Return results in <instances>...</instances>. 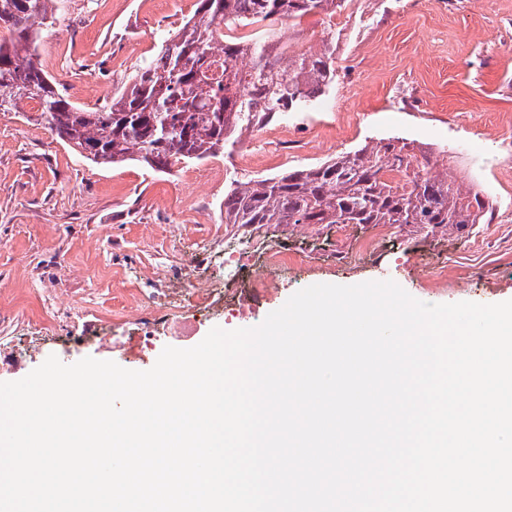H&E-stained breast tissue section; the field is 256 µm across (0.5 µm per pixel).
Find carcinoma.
<instances>
[{
  "instance_id": "carcinoma-1",
  "label": "carcinoma",
  "mask_w": 512,
  "mask_h": 512,
  "mask_svg": "<svg viewBox=\"0 0 512 512\" xmlns=\"http://www.w3.org/2000/svg\"><path fill=\"white\" fill-rule=\"evenodd\" d=\"M347 0H197L194 13L161 44L133 85L99 108L71 102L38 63L44 28L64 0H0V112L21 102L83 158L98 166L138 161L166 172L177 163L224 152L264 123L299 111L336 84V31L316 45L297 36L302 19L331 17ZM288 24L245 43L224 35L261 22ZM250 57V67H238ZM414 142L372 144L304 169L249 182L224 193V223L415 224L431 233L486 223L479 192L433 173ZM402 171L406 182L391 173Z\"/></svg>"
}]
</instances>
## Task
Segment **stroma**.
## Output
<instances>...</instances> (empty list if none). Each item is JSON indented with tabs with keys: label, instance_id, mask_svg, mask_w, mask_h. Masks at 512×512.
Wrapping results in <instances>:
<instances>
[{
	"label": "stroma",
	"instance_id": "1",
	"mask_svg": "<svg viewBox=\"0 0 512 512\" xmlns=\"http://www.w3.org/2000/svg\"><path fill=\"white\" fill-rule=\"evenodd\" d=\"M196 0H67L40 43L44 72L79 105L130 87L164 37ZM336 50V85L303 112L243 135L216 164L224 177L184 221L181 187L205 169L191 162L161 173L137 163L102 167L48 129L35 107L0 112V382L17 381L55 350L67 363L110 360L129 370L121 344L139 298L156 272L207 249L198 274L243 287L225 271L224 239L271 244L299 256L284 284L259 305L217 320L233 330L259 325L295 292L320 283L391 280L429 304L512 300V0H357ZM287 131V141L277 140ZM403 137L426 151L430 168L475 181L492 205L488 224L460 233L409 225L355 265L345 259L375 224H269L239 233L224 221V187L310 167L372 141ZM442 266L440 279L428 276ZM52 325V344L26 350L36 325Z\"/></svg>",
	"mask_w": 512,
	"mask_h": 512
}]
</instances>
